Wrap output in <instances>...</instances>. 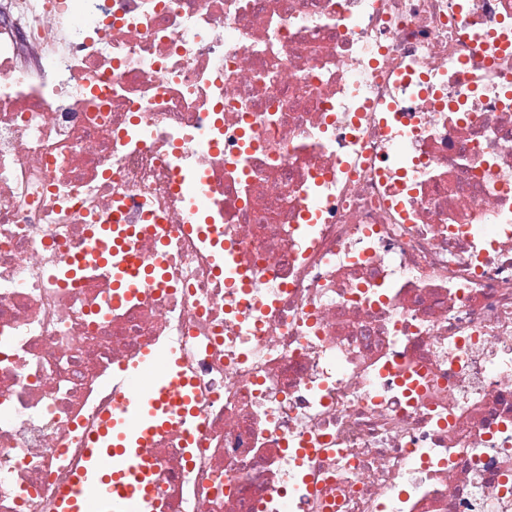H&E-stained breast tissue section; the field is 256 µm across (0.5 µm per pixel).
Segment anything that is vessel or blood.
<instances>
[{
    "instance_id": "obj_1",
    "label": "vessel or blood",
    "mask_w": 512,
    "mask_h": 512,
    "mask_svg": "<svg viewBox=\"0 0 512 512\" xmlns=\"http://www.w3.org/2000/svg\"><path fill=\"white\" fill-rule=\"evenodd\" d=\"M155 384L157 400L128 407L92 437L95 455L67 490L65 512H131L139 503L141 486L135 481L143 470L139 449L162 419L159 401H189L187 387L176 376H159Z\"/></svg>"
}]
</instances>
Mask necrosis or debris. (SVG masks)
I'll list each match as a JSON object with an SVG mask.
<instances>
[{"label":"necrosis or debris","mask_w":512,"mask_h":512,"mask_svg":"<svg viewBox=\"0 0 512 512\" xmlns=\"http://www.w3.org/2000/svg\"><path fill=\"white\" fill-rule=\"evenodd\" d=\"M148 356L141 512H512V0H0V512ZM158 395L166 400L172 399L175 403L187 404L189 402V392L182 381L172 374H163L157 377L155 381Z\"/></svg>","instance_id":"1"}]
</instances>
